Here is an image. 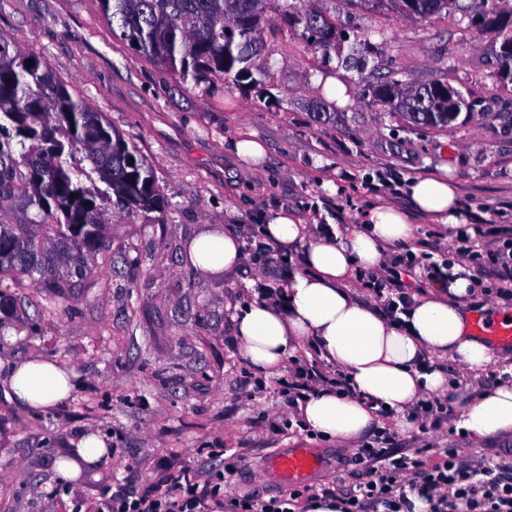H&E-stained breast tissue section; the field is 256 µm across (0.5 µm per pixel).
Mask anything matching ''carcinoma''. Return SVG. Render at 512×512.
Instances as JSON below:
<instances>
[{
  "label": "carcinoma",
  "instance_id": "cac0c4a2",
  "mask_svg": "<svg viewBox=\"0 0 512 512\" xmlns=\"http://www.w3.org/2000/svg\"><path fill=\"white\" fill-rule=\"evenodd\" d=\"M266 0H100L112 34L179 78L199 84L210 72L260 83L269 77L257 63L265 49ZM453 0H363L390 5L403 17L423 18ZM512 16L506 0H469L462 17L483 10ZM287 17L309 33L324 56L334 48L335 25L325 16L287 5ZM32 66H27V62ZM423 87L397 80L369 86L374 100L422 126L447 128L448 99L423 110L414 93ZM22 197L50 223L0 224V313L21 308L6 278L46 282L64 297L66 276L86 270L101 256L112 271L105 245L109 211L131 214L159 207L152 170L136 147L102 113L72 97L36 56L0 37V203Z\"/></svg>",
  "mask_w": 512,
  "mask_h": 512
}]
</instances>
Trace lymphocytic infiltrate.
I'll return each instance as SVG.
<instances>
[{"label":"lymphocytic infiltrate","mask_w":512,"mask_h":512,"mask_svg":"<svg viewBox=\"0 0 512 512\" xmlns=\"http://www.w3.org/2000/svg\"><path fill=\"white\" fill-rule=\"evenodd\" d=\"M423 449L389 454L373 445L357 452L362 469L345 500V512H400L392 494L409 487L431 504L430 512H512V464L477 467L450 448L444 459L426 465ZM160 477L152 490L124 489L103 496L98 512H213L214 490L188 470L157 463Z\"/></svg>","instance_id":"obj_1"}]
</instances>
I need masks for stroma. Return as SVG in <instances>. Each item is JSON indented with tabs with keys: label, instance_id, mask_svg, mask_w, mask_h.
<instances>
[{
	"label": "stroma",
	"instance_id": "35a3bbf8",
	"mask_svg": "<svg viewBox=\"0 0 512 512\" xmlns=\"http://www.w3.org/2000/svg\"><path fill=\"white\" fill-rule=\"evenodd\" d=\"M306 5L336 24L329 57L285 22L283 0H268L270 79L254 84L218 73L197 86L115 38L99 0H0V35L45 61L136 146L162 198L159 210L112 215L111 284L92 271L72 277L61 298L25 281L13 286L16 296L41 300L0 319V512H93L104 491L155 483L162 459L208 472L227 502L315 494L352 485L356 449L382 432L391 453L428 446L430 464L447 448L475 464L512 462V433L477 442L457 430L474 391L453 364L440 430L405 431L390 418L347 449L313 438L296 409L283 406L281 389L317 357L299 354L283 376L260 383L239 360L231 320L235 304L258 287L277 288L300 271L299 257L257 254L206 276L185 259L201 232L221 227L251 237L271 209L288 207L310 224H354L369 205L387 201L410 212L414 238L387 247L386 260L415 248L421 268L396 283L420 294L430 288L424 265L457 258L475 225L488 240H512V85L494 79L498 33L468 28L453 6L409 21L356 0ZM327 74L346 86L345 104L328 99L320 81ZM387 77L444 82L486 113L459 116L443 130L413 125L368 93V84ZM241 132L267 146L251 175L230 149ZM443 166L468 216L461 231L411 213L406 192L380 181L392 174L405 182ZM33 354L77 375L70 397L48 409L18 405L3 382L13 363ZM80 432L105 436L111 454L74 481H57L55 463L73 457ZM294 448L315 452L321 468L295 484L272 478L266 459ZM228 461L235 470L225 471Z\"/></svg>",
	"mask_w": 512,
	"mask_h": 512
}]
</instances>
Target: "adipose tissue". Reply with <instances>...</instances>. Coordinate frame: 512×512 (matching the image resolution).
<instances>
[{
    "instance_id": "obj_1",
    "label": "adipose tissue",
    "mask_w": 512,
    "mask_h": 512,
    "mask_svg": "<svg viewBox=\"0 0 512 512\" xmlns=\"http://www.w3.org/2000/svg\"><path fill=\"white\" fill-rule=\"evenodd\" d=\"M407 193L415 211L432 223L459 226V198L446 176L409 180ZM258 231L281 255L300 253L303 269L271 295L236 306L238 356L267 380L282 375L289 359L309 344L347 379L349 391L319 385L297 399L298 414L313 433L349 442L383 417L406 419L422 400L447 394L450 361L479 382L476 397L461 409L458 428L478 442L512 432V357L472 335L469 309L483 293L463 264H452L447 287L412 296L393 314L361 300L351 286L361 274L382 269L387 246L413 240L405 211L379 203L360 223L323 228L281 207L265 213ZM186 257L204 275L246 260L239 236L218 227L192 238ZM492 368L500 378L481 384ZM7 384L16 402L31 409L52 407L76 388L72 371L39 355L13 364ZM76 451L80 463L58 461L60 480L77 478L80 465H98L110 454L97 434L79 435Z\"/></svg>"
}]
</instances>
